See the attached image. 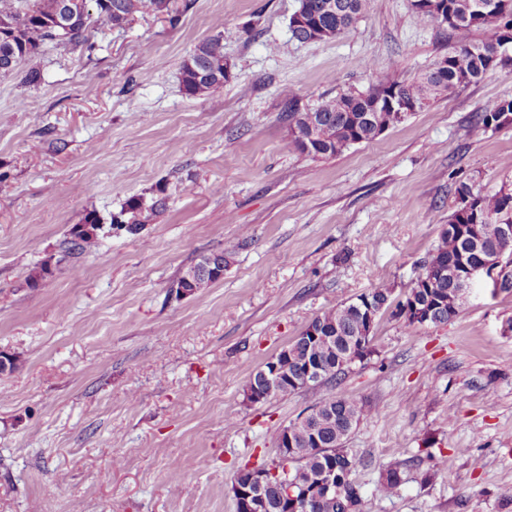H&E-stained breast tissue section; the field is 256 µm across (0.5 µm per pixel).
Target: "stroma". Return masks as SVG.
Returning <instances> with one entry per match:
<instances>
[{
    "label": "stroma",
    "instance_id": "35a3bbf8",
    "mask_svg": "<svg viewBox=\"0 0 512 512\" xmlns=\"http://www.w3.org/2000/svg\"><path fill=\"white\" fill-rule=\"evenodd\" d=\"M297 6L174 0L178 24L95 21L93 50L49 45L0 75V352L18 363L0 377V512H236L238 470L276 460V432L327 395L365 404L346 446L368 461L355 480L369 512H512V288L490 277L448 323L379 318L371 354L336 384L244 397L323 312L382 286L403 298L459 184L490 194L512 179V126L470 127L512 98V69L335 157L297 152L282 91L311 107L410 80L478 37L373 0L340 37L301 43ZM219 32L232 79L217 97L185 94L184 60ZM159 197L139 236L110 229L131 199ZM90 212L98 246L69 250ZM229 242L222 280L172 291ZM41 263L51 272L31 287ZM426 448L443 459L432 475L413 464ZM392 463L405 482L387 497Z\"/></svg>",
    "mask_w": 512,
    "mask_h": 512
}]
</instances>
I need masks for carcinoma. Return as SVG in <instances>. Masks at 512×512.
<instances>
[{"mask_svg":"<svg viewBox=\"0 0 512 512\" xmlns=\"http://www.w3.org/2000/svg\"><path fill=\"white\" fill-rule=\"evenodd\" d=\"M66 0H0V75L14 72L18 66L35 58L43 45L52 42L61 50H70L85 41L84 33L92 17L86 7L74 6L65 23L61 4ZM97 18L122 28L137 14H164L169 11V0H93ZM306 19L313 25L326 28L336 37L349 31L372 7V0H299ZM417 16L429 22H439L442 10L452 19L444 24L450 31L473 29L479 39L467 44L452 46L441 57L443 66L429 68L409 81L380 80L366 90L349 89L333 98L324 100L310 111L316 114L321 126L319 143L314 151L304 149L309 128L299 117L304 111L296 97L283 93L282 111L288 121L291 143L300 153L312 158L326 159L341 154L356 143L370 142L378 133L402 123L409 113L389 106L374 105V98L383 91L396 93L400 98L413 100L418 111L427 109L439 97L458 87L480 81L490 71V55L496 51L512 54V43L504 44L505 30L512 28V0H421L411 3ZM224 33L201 41L184 61L181 68L182 85L190 96L219 95L228 79L224 78ZM512 125V99H494L476 113L471 125L474 133H485L491 128ZM457 199L471 200L474 207L455 208L448 216V227L439 233V239L428 258L420 265L414 286L401 302L392 297L388 288H375L364 294L373 303L405 307L396 312L410 325H423L417 312L430 313L428 324L447 323L458 313L462 299L452 276H439L442 270H458L465 265L473 266L481 261L487 251H498L507 257L500 265V280L495 285L512 288V273L507 267L512 263V245L498 240V225L512 223V181L502 182L492 195L473 193L472 187L461 184L456 188ZM164 206L158 199L149 206L139 200L127 204L130 218L118 216L112 223L121 224L130 235H137L150 217ZM100 223L94 213L87 214L82 223L70 230L69 249L84 250L95 246L99 235L90 228ZM456 224L480 226L481 245H475L468 234L451 232ZM312 325L321 330L323 337L314 341L303 332L276 354L272 361L278 364L283 384L275 387L272 396L297 391L307 365L317 362L322 366L320 379L311 387L333 383L346 373L349 366L342 363L343 353L349 342L369 333V323L354 307L343 303L314 318ZM364 405L348 396H329L319 401L311 411L317 412L313 421L296 419L288 424V432L294 435L295 447L281 448L279 453L288 454L291 460L282 459L258 466L270 471L288 465L292 477L306 490L298 493L297 506L289 512H364L365 499L356 481L342 484L339 491L324 495L312 492L313 482L325 470L336 468V477L345 472L355 475L364 462L346 448L353 428L363 415ZM321 438L324 449L314 452L308 448L312 433ZM403 483L398 466L385 470L380 490L387 496L399 492ZM279 487L273 483L259 493L264 502L261 512H282L277 508Z\"/></svg>","mask_w":512,"mask_h":512,"instance_id":"1","label":"carcinoma"}]
</instances>
